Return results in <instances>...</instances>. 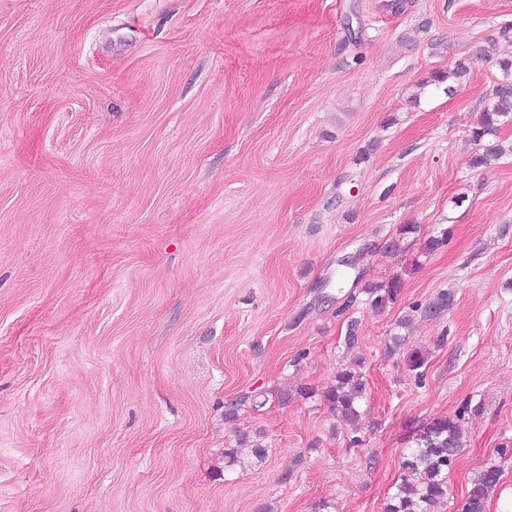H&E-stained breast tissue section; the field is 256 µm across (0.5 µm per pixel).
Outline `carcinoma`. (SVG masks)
I'll use <instances>...</instances> for the list:
<instances>
[{"label":"carcinoma","mask_w":512,"mask_h":512,"mask_svg":"<svg viewBox=\"0 0 512 512\" xmlns=\"http://www.w3.org/2000/svg\"><path fill=\"white\" fill-rule=\"evenodd\" d=\"M501 78L492 91L491 104L481 113L479 124L472 130V139L482 146L470 165L488 167L498 161L512 147L505 148L487 137L497 133L504 118L512 117V59L499 62ZM402 288L399 276L368 289L372 303L382 307L393 301ZM454 301L450 291L438 294L436 301L428 305L425 314L431 316L449 309ZM365 394L363 380L350 369L336 375L335 383L323 394L324 404L333 414L350 423L360 417V401ZM464 446V430L460 419L437 418L417 434L415 447L409 449L402 463L404 475L389 497L383 512H438L447 496L448 467L460 448ZM501 470L489 463L472 481L471 488L462 502L460 512H485L490 494L499 484Z\"/></svg>","instance_id":"1"}]
</instances>
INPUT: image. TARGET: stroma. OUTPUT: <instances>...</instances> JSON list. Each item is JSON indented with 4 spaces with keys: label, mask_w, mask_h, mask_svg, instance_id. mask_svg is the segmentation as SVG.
<instances>
[{
    "label": "stroma",
    "mask_w": 512,
    "mask_h": 512,
    "mask_svg": "<svg viewBox=\"0 0 512 512\" xmlns=\"http://www.w3.org/2000/svg\"><path fill=\"white\" fill-rule=\"evenodd\" d=\"M404 2L0 0V512H382L458 415L512 501V0ZM499 68L501 78L493 88L491 104L483 110L479 124L471 131L472 139L482 146V152L470 160L474 168L488 167L510 151L497 141L485 142L486 137L497 133L502 119L512 117V59L501 60ZM402 288V280L398 275L392 276L387 282L375 285L368 289V294L372 295V303L376 307L385 306L392 302ZM383 292V293H381ZM365 394V384L356 372L343 369L336 375L335 383L323 394L324 404L345 422L355 423L360 417V401Z\"/></svg>",
    "instance_id": "obj_1"
}]
</instances>
